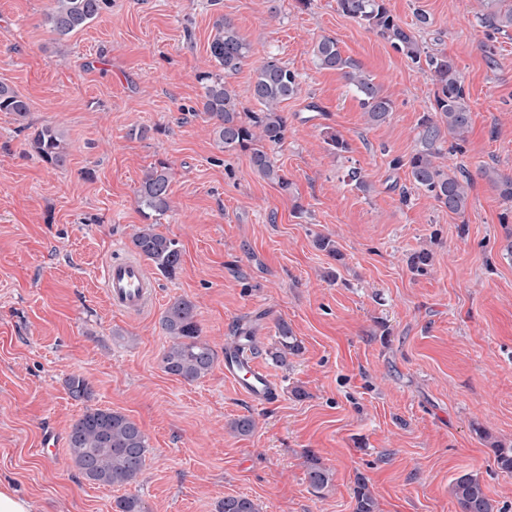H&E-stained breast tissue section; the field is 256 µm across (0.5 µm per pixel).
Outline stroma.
Listing matches in <instances>:
<instances>
[{
    "label": "stroma",
    "mask_w": 512,
    "mask_h": 512,
    "mask_svg": "<svg viewBox=\"0 0 512 512\" xmlns=\"http://www.w3.org/2000/svg\"><path fill=\"white\" fill-rule=\"evenodd\" d=\"M401 24L423 10L420 38L452 58L469 92L462 152L441 167L473 177L463 216L416 189L392 161L415 149L434 103L428 69L343 15L336 0H112L77 33L54 40L51 0H0V82L27 97L26 122L0 112V487L34 512H115L120 497L148 512H217L227 495L259 512H354L364 477L377 512H460L454 478L476 471L497 512H512V474L493 443L512 445V202L479 175H512V37L481 49V0H389ZM251 46L230 79L244 111L255 67L275 59L299 76L282 103L284 142L271 148L291 194L261 177L248 152L224 150L198 114L217 17ZM338 42L393 103L369 123L345 79L313 47ZM54 126L64 166L39 160L34 131ZM145 126L147 138L132 137ZM337 134L349 144L331 154ZM168 162L172 209L157 226L183 249L175 277L156 276L146 317L112 310L102 288L110 252L131 249L144 219L145 173ZM359 169L366 183L347 180ZM331 237L342 254L315 248ZM432 252L423 276L408 260ZM196 305L203 338L223 354L236 325L255 322L268 347L287 321L302 352L267 362L280 397L256 407L225 382L222 363L187 382L167 375L169 302ZM92 385L84 403L66 380ZM135 420L148 437L142 473L123 486L86 481L63 440L86 404ZM248 416L254 430L233 433ZM59 448H42L45 433ZM331 473L308 482L310 458Z\"/></svg>",
    "instance_id": "stroma-1"
}]
</instances>
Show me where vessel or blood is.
<instances>
[{"mask_svg":"<svg viewBox=\"0 0 512 512\" xmlns=\"http://www.w3.org/2000/svg\"><path fill=\"white\" fill-rule=\"evenodd\" d=\"M103 286L112 309L141 317L155 308L158 292L142 259L116 253L103 267ZM224 378L252 404L263 406L277 399L273 377L250 352L239 347L224 351Z\"/></svg>","mask_w":512,"mask_h":512,"instance_id":"b4317fda","label":"vessel or blood"}]
</instances>
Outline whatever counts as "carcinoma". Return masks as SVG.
<instances>
[{
  "instance_id": "carcinoma-1",
  "label": "carcinoma",
  "mask_w": 512,
  "mask_h": 512,
  "mask_svg": "<svg viewBox=\"0 0 512 512\" xmlns=\"http://www.w3.org/2000/svg\"><path fill=\"white\" fill-rule=\"evenodd\" d=\"M110 4L111 0H52L44 23L62 39L98 18ZM337 4L344 15L375 31L414 65L427 66L436 85L433 111L424 113L418 121L413 153L405 161L394 159L393 167H407L415 188L447 208L449 213L465 214L471 176L462 168L446 172L435 164L448 138L457 140L451 149L458 151L459 142L465 139L470 128L465 83L454 61L446 55L429 52L414 31L392 14L386 0H337ZM478 21L486 30L506 36L512 29V8H502L499 0H487ZM215 28L209 50L216 71L198 75L203 89L199 112L214 122V132L225 149L250 152L254 169L286 192L291 182L260 142L276 147L285 140L287 117L279 111V106L297 95L298 74L276 60L266 61L256 69L252 84V97L259 110L241 112L238 95L227 78L236 74L248 59L250 44L235 25L222 16L216 19ZM313 55L319 68L342 75L369 122L379 124L387 120L393 111L392 101L354 60L343 56L336 39L321 38L314 46ZM0 112H9L21 121L28 116L30 104L24 95L0 83ZM31 145L45 164L64 165L66 151L54 127L44 125L38 129ZM480 175L499 190L504 200L512 201V177L487 166L480 169ZM169 185L168 164L160 160L147 172L139 191V207L148 223L138 228L132 237L134 250L163 276L175 275L182 261L179 242L156 231V224L170 210ZM431 261V252L420 250L411 255L410 269L416 275H424ZM161 328L170 339L162 357L167 374L193 382L212 371L216 353L200 337L196 307L191 300L174 299L161 316ZM300 350L301 344L288 323H280L277 341L268 350V356L286 366L288 357L299 354ZM67 388L73 398L91 400L92 388L85 376H69ZM67 444L82 476L89 482L106 486L133 481L145 466L149 448L144 431L130 417L108 408L89 406L70 426ZM308 480L314 490L320 491L328 485L330 473L314 459ZM452 495L462 512H494L483 480L476 473L456 478ZM354 497L355 512H376V501L365 478H357ZM219 512H258V509L252 499L230 495L221 501Z\"/></svg>"
}]
</instances>
